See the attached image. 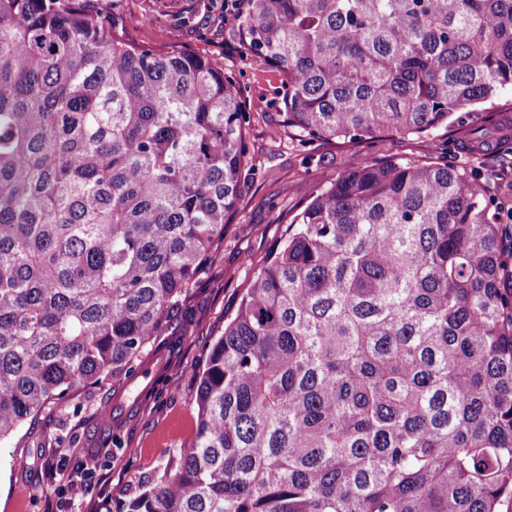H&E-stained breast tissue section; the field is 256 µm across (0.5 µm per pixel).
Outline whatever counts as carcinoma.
<instances>
[{"mask_svg": "<svg viewBox=\"0 0 512 512\" xmlns=\"http://www.w3.org/2000/svg\"><path fill=\"white\" fill-rule=\"evenodd\" d=\"M299 141L427 135L512 156V0H246ZM239 88L82 0H0V442L134 380L242 194ZM466 167L339 163L295 208L199 376L191 451L124 512H503L512 225Z\"/></svg>", "mask_w": 512, "mask_h": 512, "instance_id": "carcinoma-1", "label": "carcinoma"}]
</instances>
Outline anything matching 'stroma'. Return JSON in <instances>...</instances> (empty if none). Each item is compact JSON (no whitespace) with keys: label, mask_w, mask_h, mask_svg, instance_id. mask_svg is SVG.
Returning <instances> with one entry per match:
<instances>
[{"label":"stroma","mask_w":512,"mask_h":512,"mask_svg":"<svg viewBox=\"0 0 512 512\" xmlns=\"http://www.w3.org/2000/svg\"><path fill=\"white\" fill-rule=\"evenodd\" d=\"M101 19L119 15L128 39L162 50L190 48L220 59L240 90L251 119L247 130L251 173L237 213L211 273L178 325V343L160 359L146 358L144 374L123 387L129 412L121 427L104 420L115 383L64 395L11 440L0 444V512H120L123 504L193 441L197 427L196 375L223 335L241 298L283 235L288 212L315 196L324 174L340 159L359 168L387 157L468 165L458 146L463 133L441 128L422 138H390L363 144L327 140L304 145L274 141L282 120L281 76L250 55L225 20L222 0H84ZM96 470L82 477L80 465ZM85 478L82 499L68 503L60 485Z\"/></svg>","instance_id":"35a3bbf8"}]
</instances>
